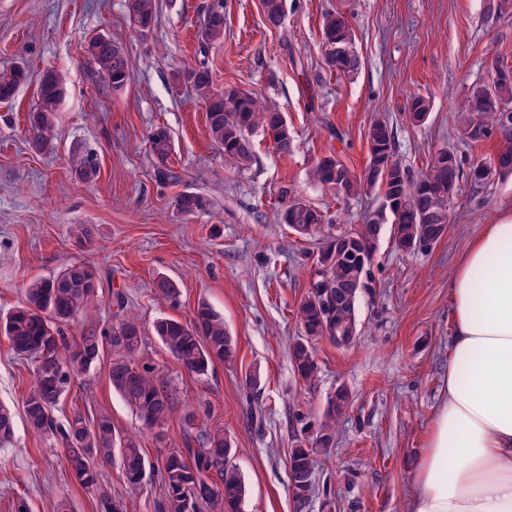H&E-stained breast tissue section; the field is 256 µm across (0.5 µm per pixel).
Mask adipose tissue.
Wrapping results in <instances>:
<instances>
[{"label":"adipose tissue","mask_w":512,"mask_h":512,"mask_svg":"<svg viewBox=\"0 0 512 512\" xmlns=\"http://www.w3.org/2000/svg\"><path fill=\"white\" fill-rule=\"evenodd\" d=\"M448 294V382L413 512H512V210L471 242Z\"/></svg>","instance_id":"ef3b65f1"}]
</instances>
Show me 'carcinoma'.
Here are the masks:
<instances>
[{"instance_id": "carcinoma-1", "label": "carcinoma", "mask_w": 512, "mask_h": 512, "mask_svg": "<svg viewBox=\"0 0 512 512\" xmlns=\"http://www.w3.org/2000/svg\"><path fill=\"white\" fill-rule=\"evenodd\" d=\"M157 0H126V9L134 28L146 36L157 19ZM266 23L277 28L284 16V0H262ZM324 61L338 73H350L358 67L350 28L339 17L328 13L323 19ZM200 45L206 49L224 41V7L212 6L206 12L199 30ZM85 51L92 60L95 75L114 90H121L131 80L128 59L123 46L106 35L87 42ZM195 94L206 104L208 135L224 161L246 166L252 161L251 137L262 132L269 135L282 154L291 151L293 135L279 110L243 89L214 86L212 71L202 63L186 74ZM31 81L24 66L0 71V103L12 102ZM489 93L480 100L467 99L458 109L456 122L462 135L478 142L492 133L496 124L512 120L504 116L502 104L512 101V69L492 66ZM65 92L57 75L45 71L36 86L37 106L29 113L30 144L38 151L52 147L56 134L57 114ZM369 158L393 165L398 180L375 179L368 170L357 173L336 156L316 160L312 179L336 196H370L382 193V207L371 214L365 224L354 231L327 237L317 258L324 267L320 296L306 294L296 308V319L302 329L290 348V358L298 375L306 382L314 379L317 366L312 342L326 338L336 347V334L357 327L355 304L358 290L368 277L367 256L375 247V235L383 225L398 227L393 233V246L401 252L416 250L415 242L423 232L441 239L448 226V214L454 199L460 195L462 177L481 185L486 172L498 168L503 178L512 176V146H507L488 160L474 161L463 172L456 156L446 152L433 157L426 170L413 178L394 159L391 131L386 122L374 121L367 133ZM149 148L161 165H166L174 144L163 127L149 135ZM72 171L78 180L90 182L99 172L97 157L76 151L71 157ZM210 201L203 195L184 192L176 198V209L183 215L206 211ZM280 221L297 234H311L325 223L321 211L296 199L282 203ZM353 281L351 298L336 302V282ZM97 291L95 270L86 263L75 262L48 277L32 281L25 288L24 303L0 320V333L9 341L14 353L35 360L33 386L23 401L29 428L40 435L56 439L64 450L67 466L75 481L86 489L97 486L100 467L119 454L125 484L139 488L152 469H157L164 487L167 512H198L201 503H220L228 512H239L246 495L245 484L230 461L231 445L224 432L215 429L202 435L193 464L183 454L172 450L157 465L148 459L140 439L116 432L112 419L100 416L89 426L79 416L65 425L57 424L53 410L65 397L74 379L100 359L104 344L112 347L109 377L113 390L129 405L147 429L163 430L173 412V394L163 378L149 366L136 363L135 355L143 342L138 318L126 316L105 333L84 329L80 336L66 341L61 326L83 312ZM155 295L162 301L174 302L178 289L168 279L159 278ZM153 330L160 342L188 373L201 376L215 361L231 362L237 345L224 327V318L212 307L198 303L193 322L184 324L171 317H159ZM350 407L349 393L340 389L331 396L318 423L305 424L301 438L289 454L288 470L295 498L306 501L315 484L299 482L314 472V455L330 450L336 442V425ZM12 410L0 405V447L13 439Z\"/></svg>"}]
</instances>
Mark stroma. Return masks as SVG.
I'll return each instance as SVG.
<instances>
[{
  "instance_id": "1",
  "label": "stroma",
  "mask_w": 512,
  "mask_h": 512,
  "mask_svg": "<svg viewBox=\"0 0 512 512\" xmlns=\"http://www.w3.org/2000/svg\"><path fill=\"white\" fill-rule=\"evenodd\" d=\"M214 0H158L153 31L130 25L125 0H0V69L24 63L31 74L54 70L65 88L54 147L28 142L33 86L12 105H0V314L24 299L32 280L75 260L95 266L93 304L65 327L109 330L123 314L137 317L144 341L136 356L153 367L175 396L163 433L140 423L113 391L109 358L76 379L54 416L94 423L111 417L117 433L139 434L150 459L195 448L201 430H222L231 462L246 487L242 512H410L414 464L427 447L433 415L445 392L450 339L448 280L460 256L485 225L512 209V179L464 184L444 236L432 248L396 250L383 227L357 302L359 334L348 348L313 343L317 377L297 374L289 347L301 329L295 309L306 295L324 237L357 229L382 204L381 193L337 198L311 180L314 162L336 155L352 170L368 163L367 130L386 121L394 156L419 175L439 152L470 162L512 142L494 128L471 143L461 137L457 108L471 89L488 83L493 65L512 68V0H285L280 28L264 23L260 0H224V40L200 54V21ZM343 18L359 67L337 77L323 59L325 14ZM108 34L128 56L132 80L112 90L93 73L83 49ZM207 63L217 87L238 86L275 103L293 132L289 153L268 136L252 137L255 159L226 164L212 144L206 105L175 71ZM429 100L427 119L414 121L413 96ZM167 127L174 140L164 179L148 137ZM97 154L91 183L71 177L72 152ZM323 212L316 235L302 237L280 224L281 191ZM205 194L210 208L194 216L175 206L183 192ZM84 227L89 242L75 232ZM179 290L159 304L157 276ZM224 318L237 358L207 375L185 372L153 332L170 316L191 321L199 301ZM33 359L16 355L0 335V404L14 413V442L0 448V512H161L158 474L127 489L118 463L104 465L97 488L75 482L56 440L34 434L23 401L33 385ZM351 407L336 446L315 456V494L298 505L288 457L303 422L322 415L336 388ZM194 413L186 425L185 413Z\"/></svg>"
}]
</instances>
